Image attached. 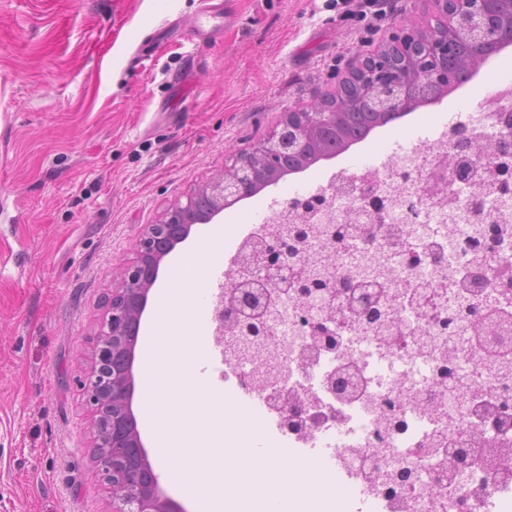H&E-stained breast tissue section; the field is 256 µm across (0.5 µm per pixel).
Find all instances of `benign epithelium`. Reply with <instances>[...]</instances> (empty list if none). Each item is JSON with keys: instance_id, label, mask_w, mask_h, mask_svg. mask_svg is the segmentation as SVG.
Wrapping results in <instances>:
<instances>
[{"instance_id": "7a95c632", "label": "benign epithelium", "mask_w": 512, "mask_h": 512, "mask_svg": "<svg viewBox=\"0 0 512 512\" xmlns=\"http://www.w3.org/2000/svg\"><path fill=\"white\" fill-rule=\"evenodd\" d=\"M433 2L434 22L424 28L396 25L377 52L356 55L337 78L336 100L353 94L381 112L412 109L416 102L409 92L416 82L446 86L457 79L460 56L480 60L495 47L512 45V0ZM331 96L283 113L266 140L235 150L224 172L198 189L208 201L205 213L190 217V196L185 204H171L158 222L146 226L135 256L121 267L119 286L112 289L96 334L92 366L81 382L94 413L95 468L112 498V512H183L161 491L160 473L148 459L132 407L137 328L162 260L189 236L192 225L211 221L242 200L260 177H270L282 155L333 128L336 108L328 104ZM259 263L264 270L254 274L251 263L232 261L233 279L217 311L220 327L251 336L264 329L270 308L287 296L310 308L322 307L313 289L288 291L280 239L261 243ZM313 335L322 348L336 350L328 321L315 323Z\"/></svg>"}]
</instances>
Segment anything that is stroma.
Returning a JSON list of instances; mask_svg holds the SVG:
<instances>
[{
  "label": "stroma",
  "mask_w": 512,
  "mask_h": 512,
  "mask_svg": "<svg viewBox=\"0 0 512 512\" xmlns=\"http://www.w3.org/2000/svg\"><path fill=\"white\" fill-rule=\"evenodd\" d=\"M227 25L192 39L204 0H0V512H112L93 478L80 382L105 299L146 225L265 139L282 112L334 89L357 50L432 0H221ZM512 46L441 104L285 176L194 225L164 258L223 228L229 270L263 200L286 202L367 163L386 134L476 109Z\"/></svg>",
  "instance_id": "1"
}]
</instances>
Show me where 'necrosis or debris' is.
<instances>
[{
	"instance_id": "obj_1",
	"label": "necrosis or debris",
	"mask_w": 512,
	"mask_h": 512,
	"mask_svg": "<svg viewBox=\"0 0 512 512\" xmlns=\"http://www.w3.org/2000/svg\"><path fill=\"white\" fill-rule=\"evenodd\" d=\"M482 109V119L442 125L384 166L334 176L314 211L269 209L237 245L240 258L256 240L308 225L290 269L301 279L314 267L335 279L376 270L381 312L398 327L381 333L339 303L328 316L340 345L323 351L311 309L291 303L275 308L263 335L222 345L225 413L250 404L243 436L274 429L308 466L327 455L341 477L329 487L336 512H458L462 501L468 512H512V370L490 379L470 369L486 352L475 323L512 314V148L481 162L469 152L512 133V87ZM340 227L349 232L341 245ZM295 403L304 425L284 427ZM493 433L504 448L489 457ZM456 442L475 462L455 484L432 493L388 483L425 449Z\"/></svg>"
}]
</instances>
